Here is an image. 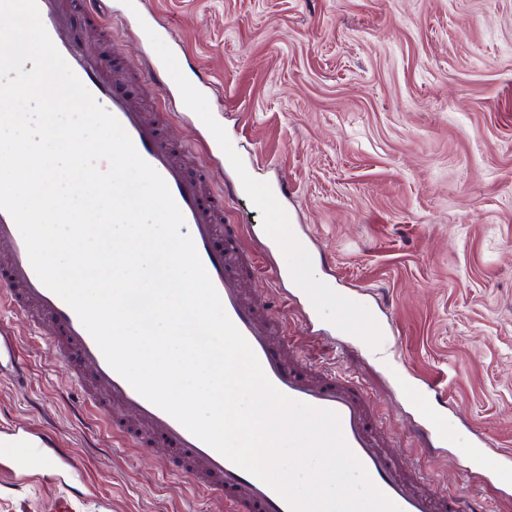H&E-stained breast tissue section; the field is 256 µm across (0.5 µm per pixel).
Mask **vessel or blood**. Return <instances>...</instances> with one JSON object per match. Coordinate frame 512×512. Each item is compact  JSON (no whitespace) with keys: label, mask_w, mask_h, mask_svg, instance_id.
<instances>
[{"label":"vessel or blood","mask_w":512,"mask_h":512,"mask_svg":"<svg viewBox=\"0 0 512 512\" xmlns=\"http://www.w3.org/2000/svg\"><path fill=\"white\" fill-rule=\"evenodd\" d=\"M42 23L54 45L97 102L114 115L138 154L165 180L180 208L199 257L232 323L256 354L267 378L286 396L339 414L344 439L373 483L401 512H476V504L448 496L414 476L404 457L393 454L377 431L371 398L358 384L307 363L288 346L286 324L278 312L253 295L249 282L268 255L266 246L243 248L245 227L224 218V202L214 188L212 168H194L184 147L164 137L162 113L179 88L166 70L149 63L142 73L100 58L96 42L115 20L137 26L149 15L144 0L133 10L113 9L111 0H37ZM0 300L38 331L50 328L48 347L72 360L78 406L110 426L126 446L155 445L168 451V467L191 475L201 489L222 495L226 512H290L266 483L240 469L184 428L171 415L142 397L107 363L74 310L49 290L29 261L11 214L0 209ZM16 333L0 329V376L26 379Z\"/></svg>","instance_id":"vessel-or-blood-1"}]
</instances>
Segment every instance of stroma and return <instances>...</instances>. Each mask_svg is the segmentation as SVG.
I'll use <instances>...</instances> for the list:
<instances>
[{"label":"stroma","mask_w":512,"mask_h":512,"mask_svg":"<svg viewBox=\"0 0 512 512\" xmlns=\"http://www.w3.org/2000/svg\"><path fill=\"white\" fill-rule=\"evenodd\" d=\"M161 31L112 25L113 53L176 60L187 78L167 137L225 181L287 183L291 219L251 284L288 322L302 356L370 393L392 451L483 512H512V0H148ZM245 247L270 227L244 194L229 203ZM299 272L274 282L272 268ZM331 282L313 340L296 309ZM349 320L355 335L336 333ZM17 329L26 385L0 377V435L38 434L75 459L12 471L0 456V512H224V499L165 469L75 409L71 367L42 334ZM454 431L425 451L415 428ZM483 441L479 460L466 444Z\"/></svg>","instance_id":"stroma-1"}]
</instances>
